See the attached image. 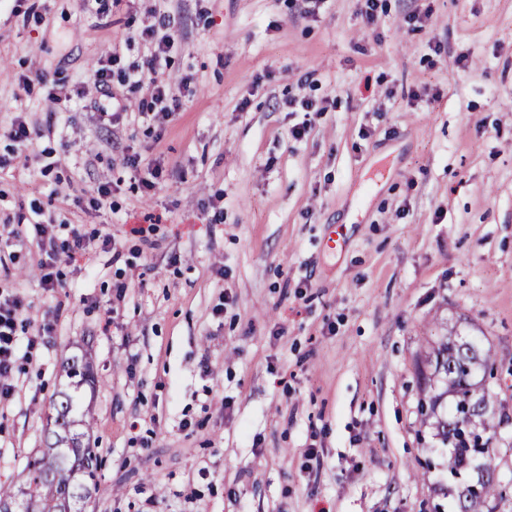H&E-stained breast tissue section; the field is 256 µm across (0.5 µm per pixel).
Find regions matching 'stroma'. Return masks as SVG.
I'll use <instances>...</instances> for the list:
<instances>
[{"label": "stroma", "instance_id": "obj_1", "mask_svg": "<svg viewBox=\"0 0 512 512\" xmlns=\"http://www.w3.org/2000/svg\"><path fill=\"white\" fill-rule=\"evenodd\" d=\"M360 8L0 0V156L17 115L46 130L28 169L0 171V225L36 204L87 240L52 291L32 232L0 242V293L52 324L36 345L19 336L0 485L43 448L61 364L85 353L103 488L86 512H430L451 499L446 473L423 471L444 447L420 424L418 372L445 322L496 366L507 492L490 505L512 512V0H383L371 23ZM158 12L176 19L170 71L190 80L179 111L111 126L91 92L49 107L100 59L141 64L135 34ZM291 95L323 113L288 111ZM105 182L112 204L94 207Z\"/></svg>", "mask_w": 512, "mask_h": 512}]
</instances>
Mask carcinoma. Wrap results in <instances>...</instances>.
<instances>
[{"instance_id": "obj_1", "label": "carcinoma", "mask_w": 512, "mask_h": 512, "mask_svg": "<svg viewBox=\"0 0 512 512\" xmlns=\"http://www.w3.org/2000/svg\"><path fill=\"white\" fill-rule=\"evenodd\" d=\"M441 330L428 353L431 373L424 380L442 385V391L425 395L421 416L437 414L444 398L452 397L446 417L437 420V435L448 445L443 462L448 482L461 487L456 512H491L490 500L505 493L495 482L494 452L485 448L495 429L493 412L483 396L470 390L473 376L489 368V358L475 339L455 335L446 325ZM62 368L69 383L57 392L45 448L28 460L19 486L0 487L5 512L18 501L25 512H68L72 504L101 491L98 450L84 442L90 411L81 410L77 397L78 390L93 384V366L83 355L67 359Z\"/></svg>"}]
</instances>
